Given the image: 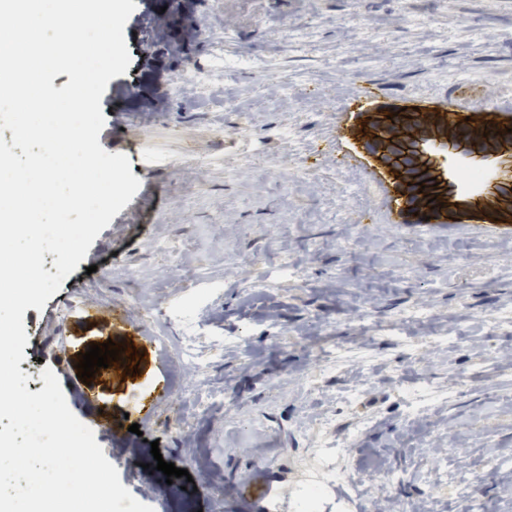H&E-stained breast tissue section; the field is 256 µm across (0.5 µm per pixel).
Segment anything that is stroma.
<instances>
[{"instance_id": "obj_1", "label": "stroma", "mask_w": 512, "mask_h": 512, "mask_svg": "<svg viewBox=\"0 0 512 512\" xmlns=\"http://www.w3.org/2000/svg\"><path fill=\"white\" fill-rule=\"evenodd\" d=\"M135 2L132 62L101 98L99 144L128 155L152 194L113 217L44 309L25 310L26 360L59 362L70 409L123 486L165 512H214L209 489L266 484L294 512L306 471L338 446L327 512L340 496L375 512L387 470L402 477L394 512H512V467L494 465L512 459V229L387 223L365 166L337 164L357 93L396 106L462 81L476 107L512 113V0H175L183 27L229 29L218 51L282 78L242 68L205 95L176 80L217 50L166 31L162 0ZM85 305L124 306L131 323L86 319ZM158 329L211 354L208 407L152 346ZM241 333L245 345L225 344ZM108 341L121 357L82 381L80 348ZM332 346L350 357L325 373L317 353ZM159 370L172 392L146 419L141 393ZM155 446L188 477L146 470Z\"/></svg>"}]
</instances>
